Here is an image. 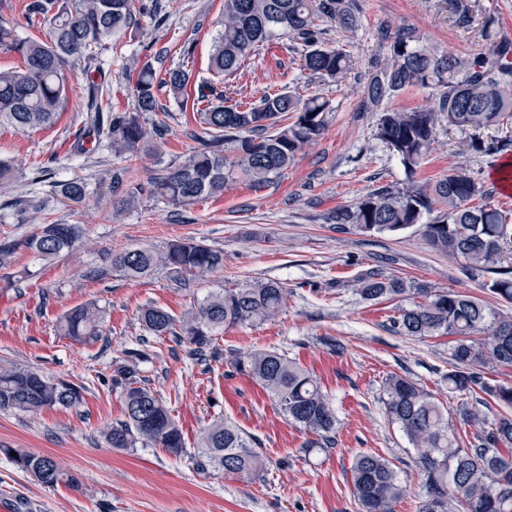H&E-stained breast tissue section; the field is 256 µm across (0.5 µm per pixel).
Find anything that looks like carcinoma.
Masks as SVG:
<instances>
[{"label":"carcinoma","instance_id":"obj_1","mask_svg":"<svg viewBox=\"0 0 512 512\" xmlns=\"http://www.w3.org/2000/svg\"><path fill=\"white\" fill-rule=\"evenodd\" d=\"M450 18L459 29L474 21L471 0H448ZM41 16L50 24L46 40L21 38L16 28L0 25V47L23 61L18 70H0V122L26 132L52 126L67 103V69L82 61L102 73L99 55L118 31L135 22L133 0H28L25 17ZM356 0H224V13L209 54L215 77L238 73L264 43L286 38L301 50L302 67L326 82L342 84L356 62L343 46L326 38L327 25L353 32L358 27ZM388 52L371 62L364 101L375 109L408 87L432 90L430 106L413 110L386 109L377 137L410 176L407 186L379 187L352 205L336 209L331 221L363 234L397 233L419 226L421 235L438 251L461 257L465 275H494L482 284L499 299L512 303V224L490 198L492 190L465 166L433 184L411 179L429 156L438 127L449 125L471 135L473 150L489 155L512 149V139H485L480 133L512 120V41L494 42L489 54L464 58L426 47L408 25L380 31ZM134 85L136 111L104 112L105 81L88 84L87 124L95 147L117 157L164 152L169 116L157 93L167 89L175 99L187 95L191 73L184 65L159 72L139 64ZM195 122L191 137L199 147L183 162L153 177L144 190L174 207L224 195L238 180L261 186L284 171L296 156L316 143L327 127L331 103L320 95L300 97L284 88L266 92L249 105L231 104L226 91L202 81L194 89ZM54 193L78 204L87 184L72 178L53 185ZM425 214L433 215L426 224ZM81 224L41 223L17 239L0 241V282L9 288L28 273L10 271L13 256L27 251L42 260L69 254L83 242ZM224 266V252L197 243L170 242L138 247L112 258V268L129 280L167 272L176 285L201 281ZM356 291L367 300L402 298L387 329L399 336L452 337L451 369L444 377L448 393L466 397L461 415L473 428L459 437L448 424V410L418 383L391 375L383 384L386 414L407 437L425 492L421 512H512V386L485 376L489 365L512 367V315L496 312L481 299L454 290L411 288L379 274L358 280ZM288 295L283 283L258 280L209 294L181 320L166 309L148 306L140 321L154 338L174 336L201 358L216 349L224 329L274 319ZM104 315L96 304L69 309L60 331L75 341L103 334ZM484 334L482 342L470 340ZM117 366L113 380L123 388L125 419L106 434L112 448L158 447L179 456L185 452L182 429L158 394L139 376L137 362L148 353ZM234 373L248 377L273 400L294 426L314 435L302 451L327 452L336 446V410L313 374L297 360L276 351L242 353L231 361ZM84 386L47 376L30 367L0 361V411L37 413L45 408H73L83 400ZM501 409L493 426L483 427L482 408ZM19 469L46 487H79L75 473L41 454L0 448ZM267 458L253 437L237 425L216 420L197 441L196 465L252 480ZM352 494L362 512H393L406 495L389 460L375 453L357 455L350 467Z\"/></svg>","mask_w":512,"mask_h":512}]
</instances>
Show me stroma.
Wrapping results in <instances>:
<instances>
[{
	"label": "stroma",
	"instance_id": "stroma-1",
	"mask_svg": "<svg viewBox=\"0 0 512 512\" xmlns=\"http://www.w3.org/2000/svg\"><path fill=\"white\" fill-rule=\"evenodd\" d=\"M161 4L159 15L142 16L140 26L121 32L103 51L104 108L134 110V78L127 69L134 58L158 69L182 62L194 80L209 79L208 54L224 0ZM472 5L474 24L463 30L450 21L446 0H359L357 31L333 27L327 34L358 66L356 78L341 85L311 77L289 51L288 40L259 48L231 77L232 102H254L282 87L304 96L319 94L333 107L327 129L265 185L239 181L223 196L187 208L144 192L130 207L112 208L113 173L132 170L130 185H144L197 146L189 135L196 127L191 105L167 94L159 96L169 119L158 157H115L104 150L74 155V145L89 141L83 111L88 83L80 63L68 73L67 105L52 127L20 132L0 125V160L15 168L14 182L0 187V240L34 229V221L22 219L12 207L16 197L44 202L36 221L81 224L86 233L85 246L70 255L42 261L18 252L15 267L29 268L32 276L0 291V359L85 388L82 404L71 409L0 412V512H360L349 469L364 452L388 459L406 484L408 493L394 512H419L423 493L414 451L386 417L382 386L388 375L409 377L447 406L450 425L464 432L460 400L449 395L444 381L451 363L449 338L388 333L394 301L364 300L356 292L357 281L377 269L409 283L469 293L504 315L512 314V304L466 278L462 259L432 248L416 228L369 235L338 228L330 215L375 188H401L411 179L432 183L460 165L494 187L492 204L512 214V194L495 187L502 156L475 152L469 133L443 126L426 163L407 178L376 137L379 113L363 105L369 63L388 50L380 38L382 27L412 26L425 42L463 55L488 50L490 42L482 34L486 19H494L499 37L512 34V0H472ZM186 42L195 45L187 60L180 56ZM43 169L59 181L83 179L85 201L75 205L53 196L49 184L37 180ZM183 239L223 250V268L187 288L176 287L163 272L131 281L112 268L113 255L124 250ZM260 278L287 288L283 312L272 321L226 329L217 342L218 357L201 362L174 337L146 339L141 308L160 306L178 318L208 293ZM91 301L106 312L102 336L83 342L61 336L63 314ZM142 347L149 358L139 363V375L182 425L188 448H195L202 428L230 421L257 438L267 454L260 478L244 482L202 472L188 457L150 446L107 445L105 431L123 418L114 369ZM251 350L286 353L317 377L339 421L332 453L303 455L306 434L276 410L258 385L233 375L231 359ZM7 448L53 457L79 477V488L43 486L4 456Z\"/></svg>",
	"mask_w": 512,
	"mask_h": 512
}]
</instances>
